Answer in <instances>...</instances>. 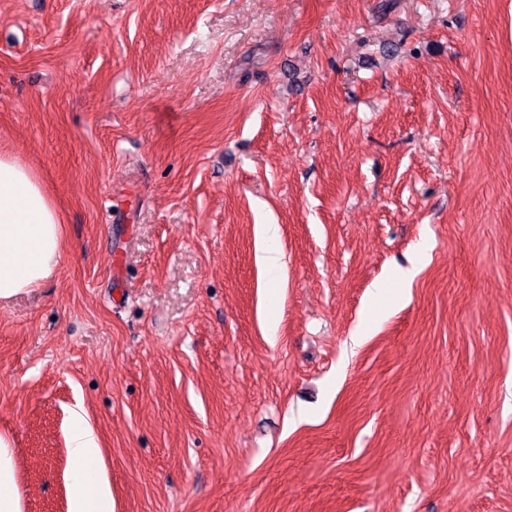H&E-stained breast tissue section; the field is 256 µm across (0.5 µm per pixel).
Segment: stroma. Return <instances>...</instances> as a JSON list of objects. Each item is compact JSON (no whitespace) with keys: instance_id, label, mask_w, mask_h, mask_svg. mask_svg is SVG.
<instances>
[{"instance_id":"stroma-1","label":"stroma","mask_w":512,"mask_h":512,"mask_svg":"<svg viewBox=\"0 0 512 512\" xmlns=\"http://www.w3.org/2000/svg\"><path fill=\"white\" fill-rule=\"evenodd\" d=\"M0 148L64 228L0 303L24 512L79 405L115 512H512V0H0ZM258 226L259 236L265 244L260 257L261 263L269 280L278 281L282 277L284 265L281 261L282 253L275 246L278 239V225L260 224Z\"/></svg>"}]
</instances>
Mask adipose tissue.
<instances>
[{
    "label": "adipose tissue",
    "mask_w": 512,
    "mask_h": 512,
    "mask_svg": "<svg viewBox=\"0 0 512 512\" xmlns=\"http://www.w3.org/2000/svg\"><path fill=\"white\" fill-rule=\"evenodd\" d=\"M63 221L42 177L15 153L0 150V301L52 277L62 259ZM67 512H115L106 466L83 409L72 410ZM0 512H23L14 453L0 436Z\"/></svg>",
    "instance_id": "adipose-tissue-1"
}]
</instances>
